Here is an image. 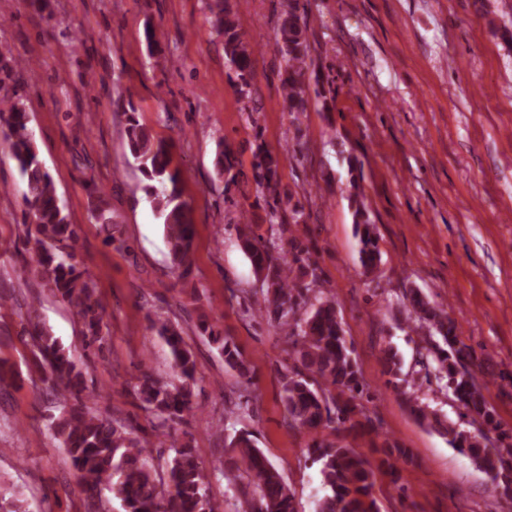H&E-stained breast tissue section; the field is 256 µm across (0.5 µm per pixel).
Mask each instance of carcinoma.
I'll list each match as a JSON object with an SVG mask.
<instances>
[{
  "instance_id": "carcinoma-1",
  "label": "carcinoma",
  "mask_w": 512,
  "mask_h": 512,
  "mask_svg": "<svg viewBox=\"0 0 512 512\" xmlns=\"http://www.w3.org/2000/svg\"><path fill=\"white\" fill-rule=\"evenodd\" d=\"M306 2L282 0L275 41V50L285 61L283 95L291 114L305 111L303 86L310 69ZM212 6L219 8L216 31L224 37V53L243 94L253 79L254 51L244 38L237 11L229 0L207 3V7ZM29 121L21 99L0 100V133L9 143L11 157L25 183V213L34 225L26 230V251L32 253L34 263L23 260L16 272L22 277L36 267L48 292L75 311L85 347L101 352L108 338L104 308L95 296L93 275L74 261L77 230L69 223L54 180L39 158ZM126 133L130 152L148 180L144 186L146 200L163 221L174 267L183 276L193 264L195 228L180 173L172 167L170 147L154 140L133 113L128 117ZM256 166L262 169L266 185L276 181L277 164L272 157H258ZM351 203L362 261L369 268L376 258L374 224L359 194L351 195ZM242 220L245 251L266 285L262 298L255 301L257 311L266 313L286 332L288 352L301 365L282 384L289 422L314 431L332 426L355 431L371 425L369 411L359 403L365 389L362 374L347 345L335 302L317 295L320 277L308 248L294 241L284 253L277 242L254 233L247 214H242ZM37 310L35 303L27 305V371L39 375L59 400L60 414L51 417L50 426L79 474L89 499L88 508H102V495L107 492L121 501L124 512H218L210 487L211 478L220 476L234 491L236 512H296L288 485L248 432L225 435L227 447L238 453L234 471H210L192 449L182 446L172 448L174 455L166 463L165 475H159L150 464V440L132 436L126 425L94 410L96 391L87 386L70 350L44 325L33 321ZM407 310L411 331L429 339L436 335L442 338L443 344L434 345V377L452 389L465 410L463 416L483 429L472 434L451 421L443 423L435 411L417 401L413 404L415 414L423 422L441 426L448 443L468 455L495 489L512 495V467L505 468L501 452L489 448L488 433L497 428V423L471 372L461 362L464 351L456 347L454 324L417 290L410 292ZM155 325L171 350L172 378L145 374L138 394L153 428L163 431L180 423L192 410L196 370L193 354L178 328L162 316L157 317ZM199 329L216 345L226 367L246 375L248 366L242 353L230 337L223 335L218 320L204 314ZM384 364L387 374L399 379L402 361L398 352L387 349ZM309 454L320 464L322 488L326 489L316 501V512H378L372 496L374 466L368 458L341 440H315ZM0 512H28L27 502L20 495L0 496Z\"/></svg>"
}]
</instances>
